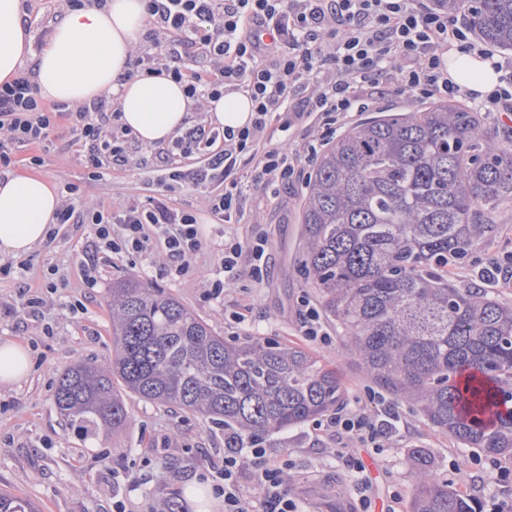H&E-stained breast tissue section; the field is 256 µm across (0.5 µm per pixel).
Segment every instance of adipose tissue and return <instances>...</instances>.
Segmentation results:
<instances>
[{
	"mask_svg": "<svg viewBox=\"0 0 512 512\" xmlns=\"http://www.w3.org/2000/svg\"><path fill=\"white\" fill-rule=\"evenodd\" d=\"M22 0H0V84L31 65L40 95L73 105L116 94L120 121L144 145L168 143L182 132L193 107L184 84L167 72L124 80L130 54L147 21L145 0H104L63 8L52 34L31 53ZM449 78L485 94L498 83L490 61L465 52L447 59ZM211 125L241 129L253 118L250 98L236 91L209 100ZM61 197L52 179L21 174L0 179V251L29 254L48 237Z\"/></svg>",
	"mask_w": 512,
	"mask_h": 512,
	"instance_id": "ef3b65f1",
	"label": "adipose tissue"
}]
</instances>
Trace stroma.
<instances>
[{"instance_id": "obj_1", "label": "stroma", "mask_w": 512, "mask_h": 512, "mask_svg": "<svg viewBox=\"0 0 512 512\" xmlns=\"http://www.w3.org/2000/svg\"><path fill=\"white\" fill-rule=\"evenodd\" d=\"M54 144L40 167L29 164L21 150L15 172L64 177L100 204L113 198L145 200L166 170L159 155L130 152L125 169L100 181L87 178L85 161L70 142L66 127H59ZM303 183L258 190L240 223L223 226L208 211L204 191L174 185L172 195L197 213L203 251L196 267L175 277L164 269L163 258L137 253L114 254L100 250L99 286H83L82 265L94 239L88 224L58 225L55 239L26 257L8 259L18 275L0 277V341L24 344L31 354V369L20 383L0 387V492L32 502L38 512H113L122 502L126 512H161L165 501L176 499L181 512H195L185 498L187 484L212 488L219 481L224 461V431L190 413L128 397L129 424L119 433L84 438L60 416L54 401L57 378L73 359L101 361L112 355V320L109 310L112 282L136 277L164 289L193 309L229 340L259 337L280 343L307 345L322 362L343 375L350 404L376 412L387 398L370 397L368 381L347 358L333 323L324 328L327 343L307 342L300 332L299 298H313L297 272ZM246 239L265 237L270 261L262 282L241 277L233 292L212 296L210 284L218 275L216 253L225 233ZM57 275H50V268ZM56 289H48V280ZM41 297L37 315L19 319L5 315L18 302L20 288ZM242 314V324L230 322L231 312ZM399 430L382 454H364L372 478V502L394 501L396 512H410L412 452L427 449L437 471L447 476L476 504L512 496V457L485 458L464 449L448 435L433 431L422 418L397 407ZM269 453L292 452L299 466L288 486L308 512H360L353 493L338 492L346 479L341 463L331 453L333 443L319 421L273 434L265 440Z\"/></svg>"}]
</instances>
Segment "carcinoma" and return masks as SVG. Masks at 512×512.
I'll return each mask as SVG.
<instances>
[{"label":"carcinoma","instance_id":"obj_1","mask_svg":"<svg viewBox=\"0 0 512 512\" xmlns=\"http://www.w3.org/2000/svg\"><path fill=\"white\" fill-rule=\"evenodd\" d=\"M478 35L512 51V0H448ZM512 209V139L445 101L369 117L323 151L306 185L299 270L368 382L460 447L512 456V304L458 288ZM114 356L75 359L55 405L85 437L120 430L126 397L266 437L343 408L337 369L306 347L228 342L177 298L134 277L112 282ZM411 512H476L428 452L412 454ZM0 512H36L0 493Z\"/></svg>","mask_w":512,"mask_h":512}]
</instances>
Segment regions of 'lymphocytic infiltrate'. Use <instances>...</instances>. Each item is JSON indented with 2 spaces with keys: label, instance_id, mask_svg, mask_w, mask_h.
<instances>
[{
  "label": "lymphocytic infiltrate",
  "instance_id": "1",
  "mask_svg": "<svg viewBox=\"0 0 512 512\" xmlns=\"http://www.w3.org/2000/svg\"><path fill=\"white\" fill-rule=\"evenodd\" d=\"M146 11L143 38L151 50L135 52L127 78L161 66L185 82L195 100L226 89L248 95L254 117L237 131L198 126L178 137L165 153L167 179L158 180L146 200L116 199L104 209L84 201L78 185L63 182L56 221L92 225L97 241L114 253L157 252L177 276L188 271L202 241L195 214L172 198V182L209 190L208 207L219 223H240L253 190L302 179L303 157L317 148L297 149L296 131L317 126L334 133L389 87L412 101L465 99L441 65L455 48L491 60L500 73L482 110L512 112V65L478 41L469 17L449 12L446 0H146ZM119 118L118 107L101 97L77 107L46 106L31 71L19 70L0 85V177L27 146L41 147L29 162L43 165L42 153L63 123L87 160L89 180H101L129 162L132 134ZM278 132L284 135L279 142ZM264 253L258 238L225 240L224 276L213 281L214 295L234 288L241 276L259 278ZM397 421L388 410L369 416L352 409L327 422L336 459L361 502L369 500L371 479L358 451H382ZM292 465L288 455H270L263 439L227 438L224 481L214 487L224 512H301L285 481ZM246 475L258 489L256 499L241 492Z\"/></svg>",
  "mask_w": 512,
  "mask_h": 512
}]
</instances>
